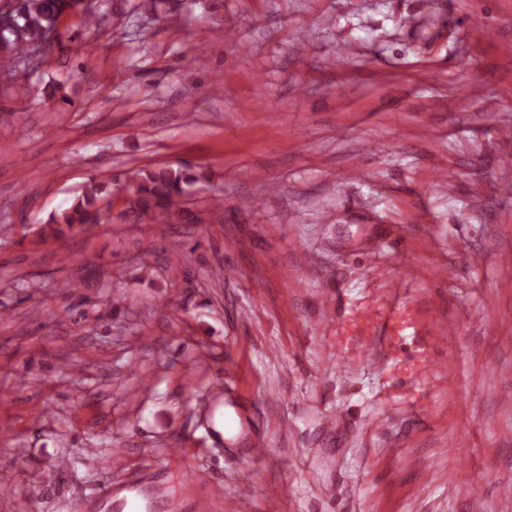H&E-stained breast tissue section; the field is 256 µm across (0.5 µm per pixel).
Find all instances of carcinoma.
<instances>
[{
	"mask_svg": "<svg viewBox=\"0 0 512 512\" xmlns=\"http://www.w3.org/2000/svg\"><path fill=\"white\" fill-rule=\"evenodd\" d=\"M72 14L81 15L85 26L95 24V12L85 0H14L16 24L0 31V81H11L16 68L28 62L37 50L61 44L59 26ZM204 173L186 165L139 169L117 192L103 182H88L70 208L52 214L43 224L44 235L56 237L65 231H83L116 217L128 224H197L199 219L185 201L186 187L206 182ZM122 202L111 215L114 202Z\"/></svg>",
	"mask_w": 512,
	"mask_h": 512,
	"instance_id": "obj_1",
	"label": "carcinoma"
}]
</instances>
